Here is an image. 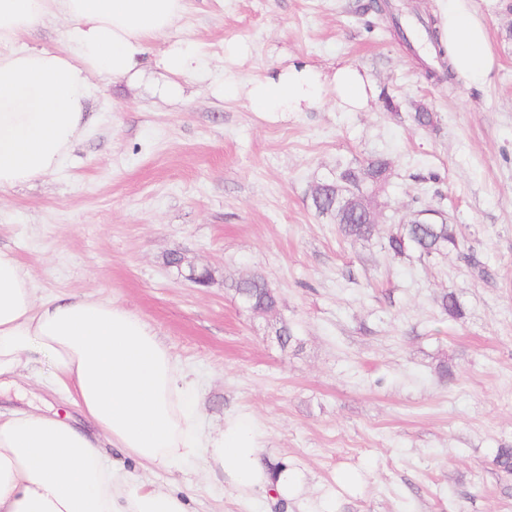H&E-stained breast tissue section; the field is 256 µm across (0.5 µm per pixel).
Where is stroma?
Returning <instances> with one entry per match:
<instances>
[{
  "mask_svg": "<svg viewBox=\"0 0 512 512\" xmlns=\"http://www.w3.org/2000/svg\"><path fill=\"white\" fill-rule=\"evenodd\" d=\"M368 2L187 0L151 43H200L183 96L100 83L61 168L0 189V248L40 298L87 294L139 316L198 392L201 433L248 414L268 466L301 476L293 499L243 498L201 454L153 471L127 461L158 487L193 483L190 512H512V473L493 464L512 446V0H471L496 60L478 88L428 78L437 61ZM294 57L354 65L376 93L353 111L329 95L306 112H255L245 95L210 90L222 70L245 86ZM420 106L433 127L413 124ZM377 156L392 168L378 225L345 241L312 190ZM426 208L447 212L477 265L384 251L393 225ZM173 253L184 267L168 264ZM193 268L211 282L189 280ZM254 273L279 296L298 338L289 348L228 287ZM446 292L462 317L441 312ZM67 406L25 378L0 391L5 410ZM341 470L360 474L354 490L337 487Z\"/></svg>",
  "mask_w": 512,
  "mask_h": 512,
  "instance_id": "35a3bbf8",
  "label": "stroma"
}]
</instances>
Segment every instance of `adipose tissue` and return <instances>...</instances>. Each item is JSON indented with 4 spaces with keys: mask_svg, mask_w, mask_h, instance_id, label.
Instances as JSON below:
<instances>
[{
    "mask_svg": "<svg viewBox=\"0 0 512 512\" xmlns=\"http://www.w3.org/2000/svg\"><path fill=\"white\" fill-rule=\"evenodd\" d=\"M469 0H448L441 41L455 72L473 87L486 83L494 59L484 22ZM185 0H0V189L55 172L85 130L84 113L97 81L137 84L161 75L165 97L202 56L192 39L160 54L150 42L183 16ZM52 16L66 18L67 46L54 51L18 47L21 36ZM219 97L245 93L257 112H302L327 94L348 110L374 94L353 65L333 72L298 62L240 90L233 74L214 84ZM50 364L52 390L85 419L59 413H0V512H188L179 490L133 479L108 464L102 443L165 468L205 454L240 496L265 489L294 496L297 472L270 474L251 416L227 417L201 436L199 404L176 360L139 317L90 295L36 297V286L15 256L0 250V382L20 371L41 375Z\"/></svg>",
    "mask_w": 512,
    "mask_h": 512,
    "instance_id": "obj_1",
    "label": "adipose tissue"
}]
</instances>
